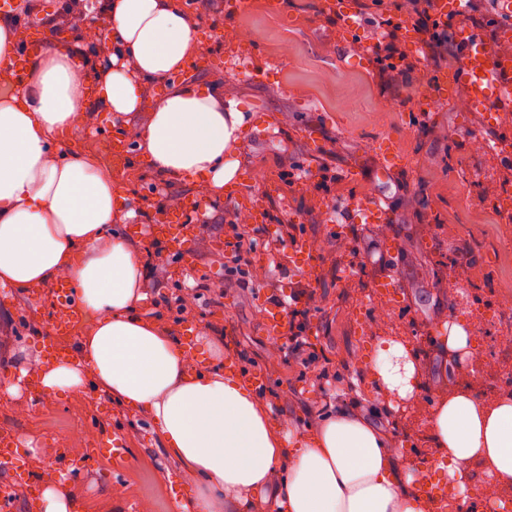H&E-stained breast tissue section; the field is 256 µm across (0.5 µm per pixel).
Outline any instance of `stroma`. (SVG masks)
<instances>
[{"label":"stroma","instance_id":"1","mask_svg":"<svg viewBox=\"0 0 512 512\" xmlns=\"http://www.w3.org/2000/svg\"><path fill=\"white\" fill-rule=\"evenodd\" d=\"M208 37L209 66H190L187 79L218 85L251 118L230 156L242 180L265 175V220L239 224L231 197L211 203L201 185L171 182L138 161L112 166L111 135L118 123L99 113L74 142L96 164L111 167L134 211V223H155L158 211L186 202L196 207L193 235L174 232L156 239L138 236L146 261L157 265L158 287L146 289L145 311L176 335L198 336L220 347L238 370L261 373L262 400L277 425L306 432L320 409L346 405L374 417L385 431L415 451L428 452L426 414L442 387L451 385L448 357L434 342L448 319H466L471 303L491 302L497 278L494 256L502 233L469 223L467 203L481 184L495 182L512 192V171L498 157L473 152V136L512 140V103L494 118L472 112L459 116L445 102L420 111L419 85H386L374 61L365 59L374 28L370 11L356 15L355 32L321 10L320 0H250L247 11L226 13L224 0H176ZM468 24H480L490 43L512 29V11L500 0H475ZM71 0H27L19 29L43 22L47 48L66 45L63 16ZM234 33L226 42V33ZM388 138L402 160L388 174L378 171L373 146ZM380 200L389 218L367 224L358 218L365 200ZM243 232L242 250L233 247ZM310 249V265L296 269L298 244ZM457 262L476 283L462 298L448 283V264ZM250 273L248 284L224 281L233 263ZM388 280L397 293L390 302L385 335L398 336L414 350L420 390L406 407L384 412L362 360L374 356V339L358 306ZM224 284L222 301L204 286ZM202 289L185 313L167 306L176 289ZM314 291L316 302L304 332L308 350L325 367L315 380L298 363L271 356L265 314L281 297ZM58 311L47 288L20 292L0 285V371L19 372L41 356L42 339ZM11 431L31 477L65 472L62 448L81 442L91 453L87 470L62 481L61 491L82 504L81 512H183L199 483L164 447L149 416L117 401L101 405L86 394H47L21 384L11 394L0 382V429ZM121 438L125 464L112 473V452L102 430Z\"/></svg>","mask_w":512,"mask_h":512}]
</instances>
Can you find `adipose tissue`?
<instances>
[{
  "mask_svg": "<svg viewBox=\"0 0 512 512\" xmlns=\"http://www.w3.org/2000/svg\"><path fill=\"white\" fill-rule=\"evenodd\" d=\"M104 13L110 52L94 71L79 66L73 43L35 57L26 81L0 100V283L26 291L67 279L91 319L75 355L40 364L42 390L89 384L146 411L164 446L204 479L191 512H222L225 495L240 512L258 501L273 512H428L395 441L366 416L340 407L311 435L283 438L257 389L225 372L222 351L209 347L210 368L194 371L192 347L139 314L145 267L135 242L112 231L129 217L124 191L111 170L57 153L55 143L97 113L140 111L143 89L164 83L136 129L137 155L160 176L220 195L238 178L229 155L249 118L218 88L179 81L198 42L176 0H106ZM434 341L458 368L476 352L455 320ZM363 366L378 393L410 399L420 387L411 350L394 337L377 336ZM427 426L441 481L466 492L473 467L484 466L512 485V391L488 403L451 389L432 402Z\"/></svg>",
  "mask_w": 512,
  "mask_h": 512,
  "instance_id": "adipose-tissue-1",
  "label": "adipose tissue"
}]
</instances>
